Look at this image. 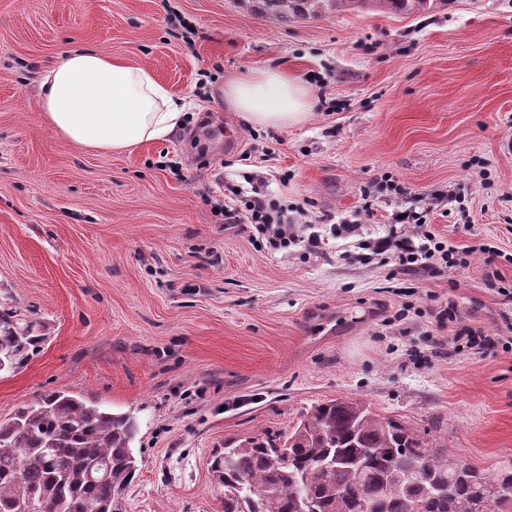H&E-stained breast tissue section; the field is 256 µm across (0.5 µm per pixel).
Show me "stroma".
<instances>
[{
  "mask_svg": "<svg viewBox=\"0 0 512 512\" xmlns=\"http://www.w3.org/2000/svg\"><path fill=\"white\" fill-rule=\"evenodd\" d=\"M84 46L152 67L186 106L182 131L120 153L59 139L35 109L40 75ZM259 67L306 82L305 121L250 127L226 108L225 80ZM226 184L234 207L259 193L312 221L271 248L214 211ZM406 209L473 248L468 264L415 278L329 234L358 219L384 237ZM315 231L328 241L312 253ZM509 292L512 0L283 21L255 0H0V304L50 336L0 375V418L48 390L131 413L127 512H224L214 452L288 436L337 398L476 467L512 462V347L449 354L435 318L452 301L456 327L512 337Z\"/></svg>",
  "mask_w": 512,
  "mask_h": 512,
  "instance_id": "35a3bbf8",
  "label": "stroma"
}]
</instances>
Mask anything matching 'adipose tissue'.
I'll return each instance as SVG.
<instances>
[{
  "label": "adipose tissue",
  "instance_id": "obj_1",
  "mask_svg": "<svg viewBox=\"0 0 512 512\" xmlns=\"http://www.w3.org/2000/svg\"><path fill=\"white\" fill-rule=\"evenodd\" d=\"M224 103L248 125L285 127L307 118L310 90L266 67L226 80ZM38 106L61 140L102 153L167 139L184 125L183 105L149 66L90 48L72 50L43 70Z\"/></svg>",
  "mask_w": 512,
  "mask_h": 512
}]
</instances>
